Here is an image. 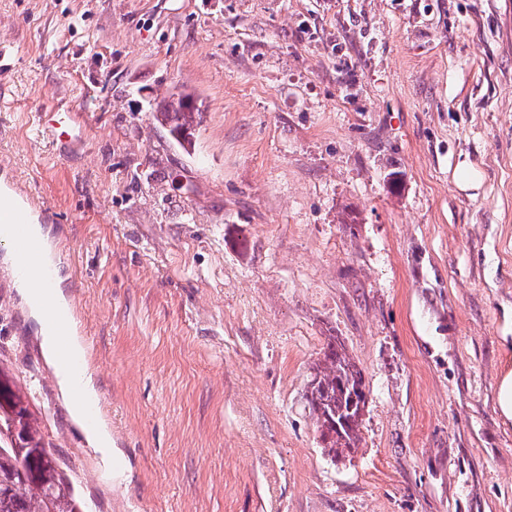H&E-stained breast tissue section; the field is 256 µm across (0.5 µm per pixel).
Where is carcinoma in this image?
<instances>
[{
    "label": "carcinoma",
    "instance_id": "carcinoma-1",
    "mask_svg": "<svg viewBox=\"0 0 512 512\" xmlns=\"http://www.w3.org/2000/svg\"><path fill=\"white\" fill-rule=\"evenodd\" d=\"M200 119L201 112L182 93L156 114V120L169 127L183 144ZM362 377L345 345L334 336L328 337L323 358L310 373L307 402L323 448L333 458L353 454L361 443L362 413L350 410L348 384ZM25 401L12 387L0 389V415L25 405ZM22 447L25 452L20 455L12 445H0V512H82V502L63 473H57L52 487L32 477L34 472L52 467V460L45 455L36 419L31 416L23 427Z\"/></svg>",
    "mask_w": 512,
    "mask_h": 512
}]
</instances>
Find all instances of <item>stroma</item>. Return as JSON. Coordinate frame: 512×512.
Wrapping results in <instances>:
<instances>
[{
	"mask_svg": "<svg viewBox=\"0 0 512 512\" xmlns=\"http://www.w3.org/2000/svg\"><path fill=\"white\" fill-rule=\"evenodd\" d=\"M1 45L0 183L46 207L120 467L1 245L0 369L86 512H512V0H0ZM331 336L369 390L336 461ZM201 114L191 98L180 93L172 99L164 112H157L155 118L162 125L168 126L170 132L184 144L190 143L189 135L199 125ZM35 286V281H30L24 284V288H21L23 290V296L29 307L31 317L38 325V331L41 337L43 349L50 358L53 367L57 371L58 383L62 393L68 401L71 414L76 421L81 423L87 400L90 396H94L96 394L93 380L86 369L83 381L74 383L71 380V373L61 370L59 366L56 365V336L54 331L45 323L47 312L44 301L42 300L39 304H32L31 302L32 297L37 293L38 290V288H35ZM307 386L309 412L323 442L333 458L351 456L361 443L360 426L364 410L350 412L351 392L347 386L361 381L363 374L345 345L328 337L322 360L315 364ZM336 411L340 430L327 427V414ZM344 419V423L340 421ZM496 406L503 422H512V369L504 371L499 378ZM85 436L87 442L99 450L110 461L112 458V436L106 425L101 422L99 426L86 430Z\"/></svg>",
	"mask_w": 512,
	"mask_h": 512,
	"instance_id": "1",
	"label": "stroma"
}]
</instances>
